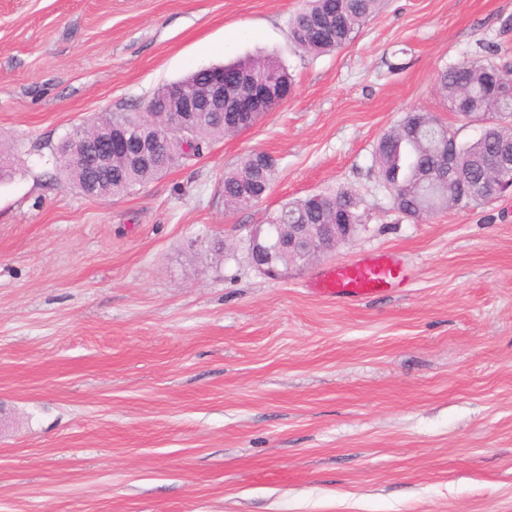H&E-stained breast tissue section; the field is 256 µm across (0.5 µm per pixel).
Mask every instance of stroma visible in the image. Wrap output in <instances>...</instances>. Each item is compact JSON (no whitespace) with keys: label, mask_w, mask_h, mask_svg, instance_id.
<instances>
[{"label":"stroma","mask_w":512,"mask_h":512,"mask_svg":"<svg viewBox=\"0 0 512 512\" xmlns=\"http://www.w3.org/2000/svg\"><path fill=\"white\" fill-rule=\"evenodd\" d=\"M301 5L0 0V512H512V194L411 220L373 162L413 109L477 137L438 75L487 45L512 62V0H384L319 55L289 38ZM258 54L294 88L251 129L128 195L56 181L77 128ZM256 151L270 193L226 208ZM329 188L363 198L356 236L280 279L253 267L251 226ZM377 253L399 287L313 293ZM276 178L273 158L262 153H251L242 158L224 174V202L228 208L243 209L259 201V193L269 190Z\"/></svg>","instance_id":"obj_1"}]
</instances>
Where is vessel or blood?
<instances>
[{"mask_svg": "<svg viewBox=\"0 0 512 512\" xmlns=\"http://www.w3.org/2000/svg\"><path fill=\"white\" fill-rule=\"evenodd\" d=\"M401 270L388 255L360 257L322 273L314 282L318 294L362 299L399 281Z\"/></svg>", "mask_w": 512, "mask_h": 512, "instance_id": "1", "label": "vessel or blood"}]
</instances>
